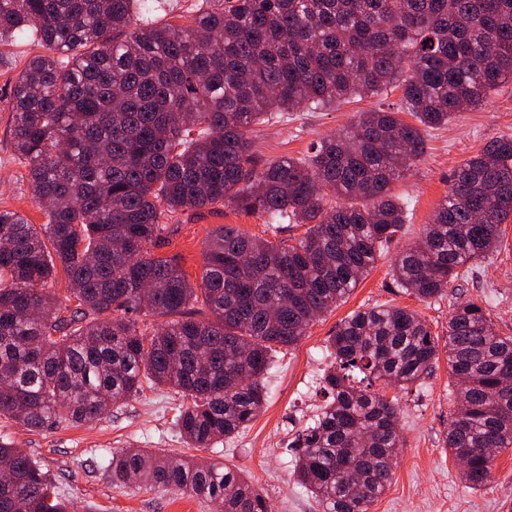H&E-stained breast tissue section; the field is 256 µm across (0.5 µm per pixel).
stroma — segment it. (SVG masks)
I'll return each mask as SVG.
<instances>
[{
	"mask_svg": "<svg viewBox=\"0 0 512 512\" xmlns=\"http://www.w3.org/2000/svg\"><path fill=\"white\" fill-rule=\"evenodd\" d=\"M45 52L34 34L0 44V210L19 212L31 224L44 223L45 216L31 196L28 169L10 143V94L28 60ZM400 98V89L392 88L331 107L274 113L254 128L256 165L261 168L280 157L310 154L320 139L341 132L355 113L396 106ZM501 136H512V82L493 92L481 107L427 131L422 161L393 186L394 194L407 205V224L344 303L313 321L295 346L274 355L264 380L265 408L235 438L214 448H188L176 427L182 398L166 387L145 389L138 398L79 426L61 423L31 430L4 418L0 438L42 466L72 512H220L217 503L177 491L113 484L107 471L109 453L128 447L222 460L263 491L272 512H318L315 501L295 481L291 442L326 402L320 379L333 361L329 340L344 319L376 305L405 307L420 313L441 340L453 305L471 300L488 312L499 335L512 336V218L502 226L499 251L474 274L452 282L443 296L422 301L401 293L390 279L397 252L419 241L424 225L446 198L453 170ZM167 222L172 233L161 253L176 258L195 284L201 280L210 229L229 224L259 237L267 231L265 216L230 205L175 214ZM452 388L444 357L423 383L401 391L387 388V395L400 400L405 446L398 452L389 486L370 512H512V452L498 456L493 482L475 490L466 485L457 463L443 448L455 414Z\"/></svg>",
	"mask_w": 512,
	"mask_h": 512,
	"instance_id": "stroma-1",
	"label": "stroma"
}]
</instances>
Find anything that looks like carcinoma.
<instances>
[{"mask_svg": "<svg viewBox=\"0 0 512 512\" xmlns=\"http://www.w3.org/2000/svg\"><path fill=\"white\" fill-rule=\"evenodd\" d=\"M140 2L0 0V39L33 32L50 51L11 87L12 147L46 222L0 210V417L29 429L90 422L166 385L191 400L176 419L187 445L212 448L260 414L272 356L401 232L408 213L392 185L424 156L423 128L512 81V0H221L188 26L135 27ZM398 80L400 108L359 112L311 155L255 170L253 126L268 115ZM228 204L307 230L291 243L216 226L197 286L175 259L148 256L165 245V213ZM511 216L505 136L455 169L421 242L397 253L394 287L443 296L497 252ZM59 267L73 310L55 292ZM141 309L168 321L143 334L128 317ZM329 346L330 401L295 438V475L321 512H370L403 447L401 408L355 373L406 389L428 377L439 346L417 312L387 305L346 318ZM444 348L458 402L444 448L481 489L512 451V336L469 300L452 309ZM108 468L116 485L269 512L222 462L118 448ZM1 469L13 480L0 512H68L41 466L4 442Z\"/></svg>", "mask_w": 512, "mask_h": 512, "instance_id": "cac0c4a2", "label": "carcinoma"}]
</instances>
